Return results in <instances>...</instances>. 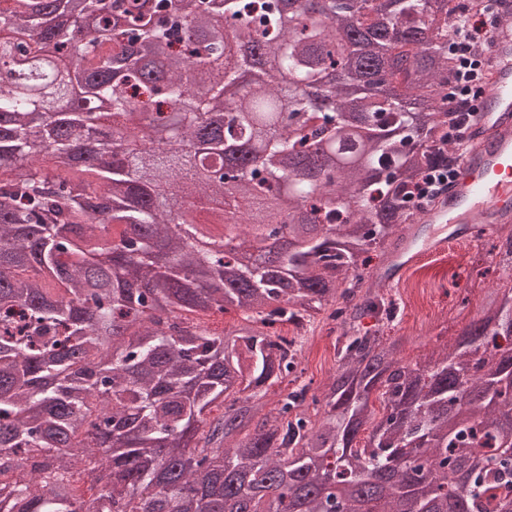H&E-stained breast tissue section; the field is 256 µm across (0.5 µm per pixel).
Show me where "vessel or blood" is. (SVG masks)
<instances>
[{
    "mask_svg": "<svg viewBox=\"0 0 512 512\" xmlns=\"http://www.w3.org/2000/svg\"><path fill=\"white\" fill-rule=\"evenodd\" d=\"M487 17L488 47L457 153L458 174L420 211V225L444 224L448 233L424 238L417 227L406 231L403 251L415 260L512 223V0H489Z\"/></svg>",
    "mask_w": 512,
    "mask_h": 512,
    "instance_id": "vessel-or-blood-1",
    "label": "vessel or blood"
}]
</instances>
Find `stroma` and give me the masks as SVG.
<instances>
[{
    "mask_svg": "<svg viewBox=\"0 0 512 512\" xmlns=\"http://www.w3.org/2000/svg\"><path fill=\"white\" fill-rule=\"evenodd\" d=\"M493 242L490 235L454 242L444 253L393 274L389 296L395 315L386 334L398 339L402 362L419 361L453 342L471 320L480 317L485 297L506 283V271L493 261ZM340 334L338 321L321 312L301 339L298 381L283 380L282 389L300 382L317 392L334 364Z\"/></svg>",
    "mask_w": 512,
    "mask_h": 512,
    "instance_id": "35a3bbf8",
    "label": "stroma"
}]
</instances>
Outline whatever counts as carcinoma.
I'll list each match as a JSON object with an SVG mask.
<instances>
[{"instance_id": "obj_1", "label": "carcinoma", "mask_w": 512, "mask_h": 512, "mask_svg": "<svg viewBox=\"0 0 512 512\" xmlns=\"http://www.w3.org/2000/svg\"><path fill=\"white\" fill-rule=\"evenodd\" d=\"M147 2L0 0V32L19 33L0 52V512H512V286L403 364L369 276L443 142L422 132L448 113L454 0H331L311 23L315 0ZM47 48L75 61L67 80L9 69ZM328 65L344 76L316 126L306 93ZM321 135L310 180L290 179ZM226 197L251 245L233 262L204 231ZM271 237L292 248L258 260ZM496 256L512 271L511 231ZM339 299L330 382L259 415L297 362L283 326ZM229 312L220 332L194 319Z\"/></svg>"}]
</instances>
